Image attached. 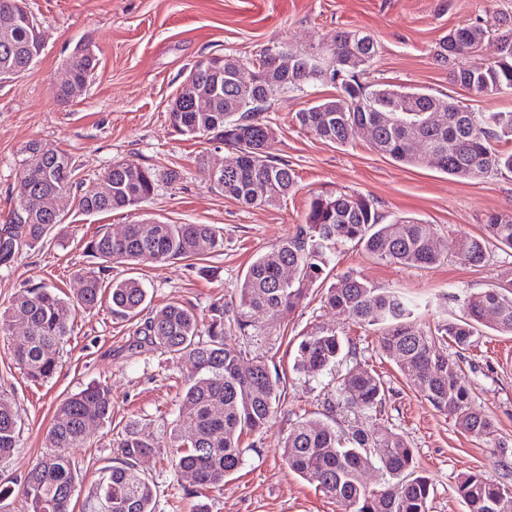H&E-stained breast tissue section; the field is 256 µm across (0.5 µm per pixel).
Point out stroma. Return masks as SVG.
<instances>
[{"mask_svg": "<svg viewBox=\"0 0 512 512\" xmlns=\"http://www.w3.org/2000/svg\"><path fill=\"white\" fill-rule=\"evenodd\" d=\"M26 5L39 21L44 49L20 77L0 83V224L20 201L22 150L32 140L70 153L84 178L100 179L122 161L160 172L174 169L180 178L159 181L150 202L126 210L89 215L67 203L58 235L0 268V311L16 293L39 283L75 297L78 272L97 264L89 242L151 219L214 225L224 247L132 269L116 263L105 279L138 278L147 290L148 309L178 302L207 314L213 303L230 301L260 254L303 223L312 195L336 190L369 198L386 218L419 220L445 246L444 261L414 268L377 262L350 242L337 244L329 256L331 276L356 274L414 297L421 327L461 316L470 295L492 287L512 269V249L494 242L481 264L465 265L455 256L460 236L481 235L490 213L512 212V173L460 179L395 162L360 138L342 146L322 142L296 124L294 115L333 97L336 87L329 82L303 92H272L260 116L272 132L276 154L296 175L293 192L275 207L245 208L211 190L197 160L203 155L221 164L231 158V149L180 135L169 112L197 60L226 55L252 61L273 44L302 49L344 29L362 30L378 43V55L364 74L367 81L448 95L478 114L511 111L512 92L472 96L453 83L434 50L450 30L478 23L487 30L482 57L493 61L497 30L503 19H512V0H26ZM80 47L98 60L94 78L77 96L57 99L54 85ZM324 288L321 282L311 286L302 304L274 323L268 336L239 341L248 356H262L277 368L281 398L267 427L243 436L244 453L234 474L219 488L187 496L165 461L141 460L140 469L157 484V512H194L199 503L209 512H343L315 483L291 472L279 448L298 419L321 417L335 396V367L314 375L295 365L303 336L322 328L342 337L349 366L371 370L386 388L380 411L346 406L341 419L378 422L405 439L431 484L429 512H468L455 491L465 474L500 481L512 472V456L461 433L424 399L382 354L372 327L326 306ZM142 323L139 317L113 319L104 303L77 311L58 372L40 383L17 368L10 339L0 336V392L20 417L19 446L0 463V488L18 489L29 463L46 450V431L58 404L94 383L112 392V420L92 430L86 446L69 451L76 466L75 512H84L99 477L114 465L112 442L125 429L144 425L158 441L166 440L179 415L183 379L172 355L143 343ZM465 358L477 405L493 419L498 438L512 441V335L484 329Z\"/></svg>", "mask_w": 512, "mask_h": 512, "instance_id": "35a3bbf8", "label": "stroma"}]
</instances>
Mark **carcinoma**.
<instances>
[{"label":"carcinoma","mask_w":512,"mask_h":512,"mask_svg":"<svg viewBox=\"0 0 512 512\" xmlns=\"http://www.w3.org/2000/svg\"><path fill=\"white\" fill-rule=\"evenodd\" d=\"M487 35L479 24L450 32L434 51L436 61L451 66L452 80L475 97L512 90V24H503L497 38L498 56L490 64L479 52ZM320 52L331 70V82H340V94L325 98L295 114L300 127L324 142L346 144L357 129L372 132L370 147L409 166H429L460 179L489 171L512 172V152L504 154L495 143L512 139V112L478 115L460 111L461 105L425 90L361 81V74L377 57V41L359 29L340 30L329 41L280 56L279 64L263 71L256 84L242 85L235 70L242 60L226 56L202 64L196 61L188 81L190 90L176 96L170 112L173 127L182 135L229 146L234 153L224 172L212 175L206 158L198 165L212 189L243 207L278 205L288 197L295 175L287 161L272 152L271 132L257 116L267 110L274 90L304 91L321 80V70L304 72L307 54ZM39 55L32 30L21 21L0 35V77L17 79ZM97 66L95 55L80 49L64 67V79L55 96L68 99L84 89ZM205 99V107L194 101ZM444 111V123L431 121ZM421 143L415 153L411 143ZM22 174L33 185V196L19 204L13 220L0 224V267L8 266L24 249L47 243L64 217L47 222L37 210L48 192L74 195L84 214L107 213L139 207L155 195L156 169L132 161L112 165L99 184L84 185L72 156L39 141L23 150ZM338 241L360 244L378 262L406 267L434 265L446 258L443 245L425 225L411 218L382 222L369 199L344 191L322 192L310 199L305 223L258 256L236 288L235 303L215 304L205 321L192 309L170 303L150 312L140 332L144 342L173 355L181 365L185 391L182 409L161 445L140 428L127 430L112 443L117 464L96 485L89 512H156L157 485L137 468L144 455L166 456L170 472L179 478L185 470L197 474L196 488H217L241 464V438L262 430L280 400L278 375L260 356L247 361L234 340L268 335L269 325L293 313L309 287L326 275L328 252ZM512 249V214L492 213L480 237L464 235L456 257L464 264L485 260L486 243ZM212 251L224 247V238L210 224H169L142 220L127 224L119 237L105 233L91 240L88 251L103 262L98 269L80 272L82 287L74 298H63L46 286L23 290L11 310L0 312V333L12 334L13 311L27 313L28 322L17 339L13 357L32 382H44L60 367V347L78 309H93L111 295L115 320H130L144 310L146 289L128 277L103 285L100 272L107 263L139 265L166 263L199 255V243ZM292 267L284 282L281 269ZM326 304L348 314L355 322L378 333L380 350L395 360L415 382L435 410L450 415L468 435L501 449L507 444L494 437L492 419L475 404L462 378L459 360L437 352L436 344L451 341L458 349L470 347L481 328L512 334V271L493 287L471 295L460 318L424 331L417 327L416 306L399 293L382 290L363 276L345 274L326 292ZM500 310L489 322L484 313ZM341 338L334 330L306 335L297 348V364L318 373L339 360ZM336 393L350 405L373 411L383 404L385 387L366 369L348 368L336 378ZM223 413H213L215 406ZM112 420V393L108 386L89 385L65 398L56 408L46 433L49 451L33 461L19 489L25 512H74L75 465L68 449L85 443L87 431ZM19 416L11 401L0 395V462L18 447ZM376 450L384 482L370 490L362 473L372 465ZM288 468L338 500L345 512H428L431 485L417 473L412 448L397 433L375 424L350 423L336 428L320 419L303 418L289 431L282 445ZM457 493L468 512H512V491L479 473L464 476Z\"/></svg>","instance_id":"carcinoma-1"}]
</instances>
